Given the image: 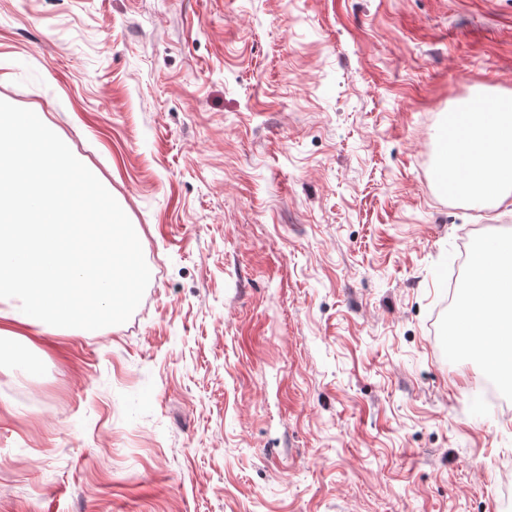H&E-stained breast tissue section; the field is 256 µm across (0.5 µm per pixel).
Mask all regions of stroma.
<instances>
[{
	"label": "stroma",
	"mask_w": 512,
	"mask_h": 512,
	"mask_svg": "<svg viewBox=\"0 0 512 512\" xmlns=\"http://www.w3.org/2000/svg\"><path fill=\"white\" fill-rule=\"evenodd\" d=\"M512 98V0H0V105L136 233L105 321L0 361V512H501L476 357L438 339L512 205L428 177Z\"/></svg>",
	"instance_id": "obj_1"
}]
</instances>
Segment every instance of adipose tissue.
Here are the masks:
<instances>
[{
  "label": "adipose tissue",
  "mask_w": 512,
  "mask_h": 512,
  "mask_svg": "<svg viewBox=\"0 0 512 512\" xmlns=\"http://www.w3.org/2000/svg\"><path fill=\"white\" fill-rule=\"evenodd\" d=\"M8 168H0V338L23 337L40 347L49 325L95 321L125 282L139 271L126 264L121 282L96 292L83 259L95 252L101 228L117 231L89 191L73 196L59 170L70 168L68 143L37 123L20 125L13 112L0 113ZM449 167L460 194L512 199V113L489 112L477 124L461 120ZM459 321L471 329L472 353L485 372L512 381V241L495 254L475 250L468 287L458 304Z\"/></svg>",
  "instance_id": "ef3b65f1"
}]
</instances>
